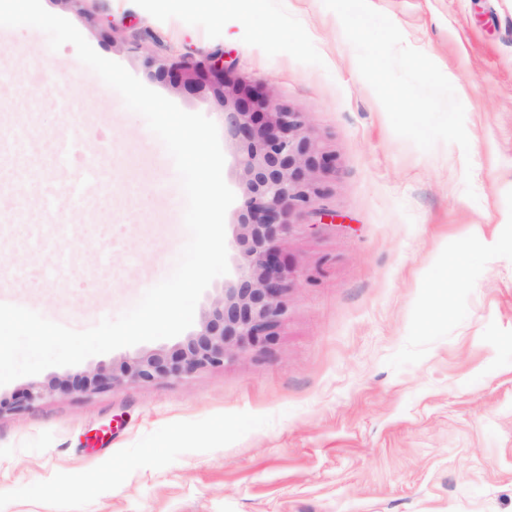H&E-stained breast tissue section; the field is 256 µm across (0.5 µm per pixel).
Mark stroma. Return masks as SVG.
Masks as SVG:
<instances>
[{"mask_svg": "<svg viewBox=\"0 0 512 512\" xmlns=\"http://www.w3.org/2000/svg\"><path fill=\"white\" fill-rule=\"evenodd\" d=\"M101 56L188 112L212 119L225 155L234 238L241 147L208 85L159 69L224 54L231 76L267 79L332 155L316 206L288 216L283 313L267 346L181 378L58 389L0 412V512H512V0H370L451 81L469 151L398 137L340 20L323 0H264L222 17L154 0H42ZM0 42V124L58 135V195L31 223L0 197L10 289L83 330L115 317L172 271L187 240L174 164L145 120L73 45L9 28ZM112 168L111 182L96 181ZM476 196L468 198L466 186ZM461 269L444 277L449 254ZM175 339L51 367L0 386L97 366L121 373ZM99 480L85 489L90 474Z\"/></svg>", "mask_w": 512, "mask_h": 512, "instance_id": "35a3bbf8", "label": "stroma"}]
</instances>
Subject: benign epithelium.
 Returning <instances> with one entry per match:
<instances>
[{
    "label": "benign epithelium",
    "mask_w": 512,
    "mask_h": 512,
    "mask_svg": "<svg viewBox=\"0 0 512 512\" xmlns=\"http://www.w3.org/2000/svg\"><path fill=\"white\" fill-rule=\"evenodd\" d=\"M170 74L188 90L206 78L222 88V96L238 95L226 120L244 144L238 165L246 194L238 216L233 283L201 330L172 355L153 352L126 365L124 374L132 382L191 375L272 339L282 313L285 265L278 242L288 228L286 216L309 203L316 193L314 172L332 163L305 135L304 113L280 105L269 83H235L226 76L223 61L211 55L178 62Z\"/></svg>",
    "instance_id": "obj_1"
}]
</instances>
